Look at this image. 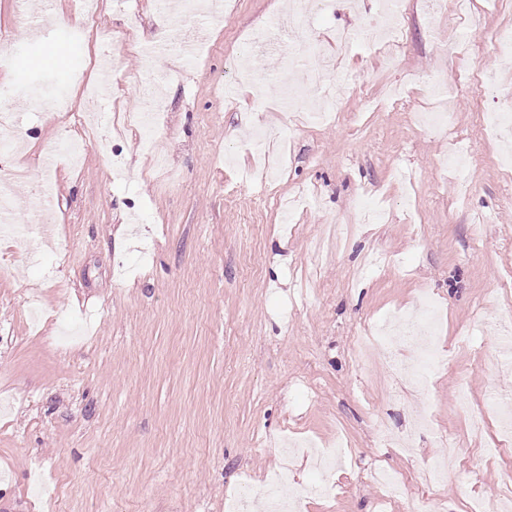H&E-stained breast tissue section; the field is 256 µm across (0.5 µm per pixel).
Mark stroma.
<instances>
[{
	"label": "stroma",
	"mask_w": 512,
	"mask_h": 512,
	"mask_svg": "<svg viewBox=\"0 0 512 512\" xmlns=\"http://www.w3.org/2000/svg\"><path fill=\"white\" fill-rule=\"evenodd\" d=\"M211 29L206 56L185 64L171 50L123 54L111 39L135 10L151 42L163 39L155 0H102L85 41L44 62L74 21L68 0H26L35 25L18 24L16 0H0V37L16 66L0 87L27 102L16 124L33 147L0 157L21 172L15 224L0 231V512H225L240 481L259 486L282 464L281 439L307 445L292 484L316 481V453L339 450L336 494L306 500L304 512H375L384 468L404 497L431 512H488L512 493V449L495 423L473 435L455 405L491 412L512 400V367L497 347L512 327V126L485 139L479 118L500 112L512 92V53L496 31L512 28V0H470L433 10L430 0H393L403 47H336L383 12L379 0H333L297 42L335 58L326 76L344 89L334 122L285 118V72L297 68L252 50L249 34L274 20L279 0H235ZM117 58L97 104L98 147L82 164L44 152L83 133L85 98L71 75L81 60ZM248 59L263 77L266 105L226 97L230 64ZM166 76L168 108L147 153L139 127L112 129L115 111H143L153 75ZM494 85L478 90L477 76ZM458 85L443 100L436 85ZM69 95L67 125L42 112L43 94ZM448 109L447 133L415 113ZM262 126L282 131L288 163L244 183L255 164L250 141ZM119 153L123 175L109 160ZM53 184L48 204L34 188ZM372 192L385 216L363 223L355 201ZM389 259L377 269L368 254ZM430 294L442 312L438 345L451 361L416 389L396 366L413 358L397 343L389 358L355 362L361 326L415 311ZM429 430L414 434L421 412ZM412 436L414 454L383 444L374 418ZM462 451L458 475L428 487L421 473L448 447Z\"/></svg>",
	"instance_id": "stroma-1"
}]
</instances>
